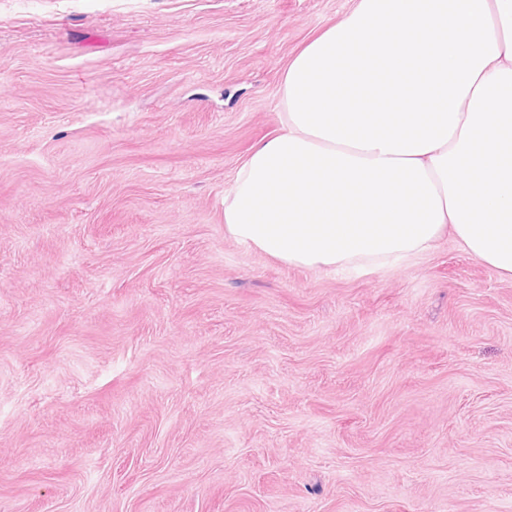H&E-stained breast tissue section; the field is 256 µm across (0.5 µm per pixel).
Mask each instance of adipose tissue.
<instances>
[{
    "label": "adipose tissue",
    "instance_id": "1",
    "mask_svg": "<svg viewBox=\"0 0 512 512\" xmlns=\"http://www.w3.org/2000/svg\"><path fill=\"white\" fill-rule=\"evenodd\" d=\"M224 232L294 267L374 271L444 231L512 278V0H356L289 62Z\"/></svg>",
    "mask_w": 512,
    "mask_h": 512
}]
</instances>
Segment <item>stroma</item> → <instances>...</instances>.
I'll return each mask as SVG.
<instances>
[{"label": "stroma", "mask_w": 512, "mask_h": 512, "mask_svg": "<svg viewBox=\"0 0 512 512\" xmlns=\"http://www.w3.org/2000/svg\"><path fill=\"white\" fill-rule=\"evenodd\" d=\"M353 0H0V512H512V279L224 233Z\"/></svg>", "instance_id": "obj_1"}]
</instances>
